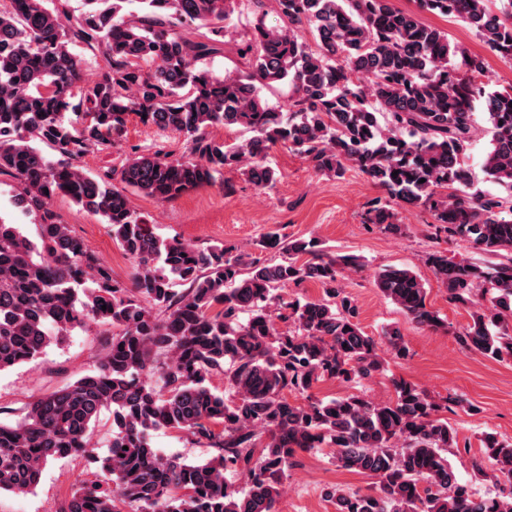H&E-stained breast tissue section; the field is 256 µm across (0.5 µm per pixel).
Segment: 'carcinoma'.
I'll list each match as a JSON object with an SVG mask.
<instances>
[{
  "label": "carcinoma",
  "instance_id": "cac0c4a2",
  "mask_svg": "<svg viewBox=\"0 0 512 512\" xmlns=\"http://www.w3.org/2000/svg\"><path fill=\"white\" fill-rule=\"evenodd\" d=\"M234 2L82 0L73 17L69 0L52 8L0 0V175L19 181L16 203L38 226L32 240L0 222V371L89 321L117 329L94 371L34 401L20 422L0 423V493H28L48 463L83 457L100 474L76 486L58 512H121L122 504L135 512H277L298 453L329 448L336 465L374 479L367 493L328 489L336 512H512V440L485 434L474 463L475 477L508 485L507 495L479 494L448 461L458 431L439 412L464 399L441 406L404 380L383 403L309 394L326 379L358 383L384 370L378 341L340 285L359 257L270 233L262 247L286 257L246 262L227 247L157 238L131 200H173L226 168L271 187L278 172L267 154L276 144L320 174L339 177L351 164L382 192L366 223L398 235L399 209L424 207L434 238L495 259L483 266L435 250L426 263L454 303L491 295L459 341L512 357V86L491 88L481 56L391 0H275L283 25L256 19L242 48L250 71L215 76L198 62L222 49ZM501 2L497 11L493 0L418 7L466 24L512 62V0ZM191 25L195 40L184 34ZM92 63L98 79L83 91L80 75ZM277 85L292 93L286 112L261 95ZM480 112L490 135L482 170L498 193L475 187L467 164ZM132 115L178 132L185 154L125 158L112 170L120 188L73 164L89 147L121 138ZM217 125L252 136L219 141L208 132ZM57 195L110 225L133 263L132 287L113 280L59 221L50 206ZM310 280L323 298L277 293ZM375 284L417 327H444L413 271L385 268ZM383 336L395 357L407 356L398 329ZM213 375L224 376L227 393L211 388ZM104 411L112 412V436L100 455L87 437ZM159 429L204 440L216 455L191 462L168 454L152 441Z\"/></svg>",
  "mask_w": 512,
  "mask_h": 512
}]
</instances>
